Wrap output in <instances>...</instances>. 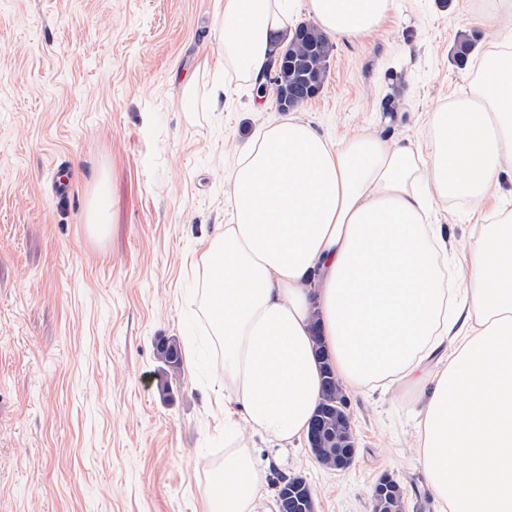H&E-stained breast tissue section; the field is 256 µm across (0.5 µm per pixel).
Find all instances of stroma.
<instances>
[{
    "label": "stroma",
    "mask_w": 512,
    "mask_h": 512,
    "mask_svg": "<svg viewBox=\"0 0 512 512\" xmlns=\"http://www.w3.org/2000/svg\"><path fill=\"white\" fill-rule=\"evenodd\" d=\"M217 0H0V512H205L224 457L222 372L196 259L232 213L224 185L280 118L224 60ZM486 0H395L383 27L337 41L318 96L297 113L333 142L370 130L421 141L429 112L468 93L512 42ZM475 41L466 68L452 60ZM224 97L213 103L214 81ZM110 230L91 233L100 191ZM433 206L458 248L501 208ZM181 351L176 370L158 354ZM357 455L323 469L307 443L262 474L304 475L317 512H372L377 479L406 512H433L410 448V388L347 392Z\"/></svg>",
    "instance_id": "1"
}]
</instances>
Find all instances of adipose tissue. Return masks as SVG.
<instances>
[{
  "mask_svg": "<svg viewBox=\"0 0 512 512\" xmlns=\"http://www.w3.org/2000/svg\"><path fill=\"white\" fill-rule=\"evenodd\" d=\"M339 39L378 30L394 0H221L226 63L263 84L299 3ZM431 112L423 144L332 143L291 115L266 124L226 181L233 221L199 256L224 369V458L207 512H255L261 471L239 431L285 449L320 397L321 334L337 378L414 383V453L435 512H512V210L462 252L432 203L481 205L512 180V48Z\"/></svg>",
  "mask_w": 512,
  "mask_h": 512,
  "instance_id": "ef3b65f1",
  "label": "adipose tissue"
}]
</instances>
